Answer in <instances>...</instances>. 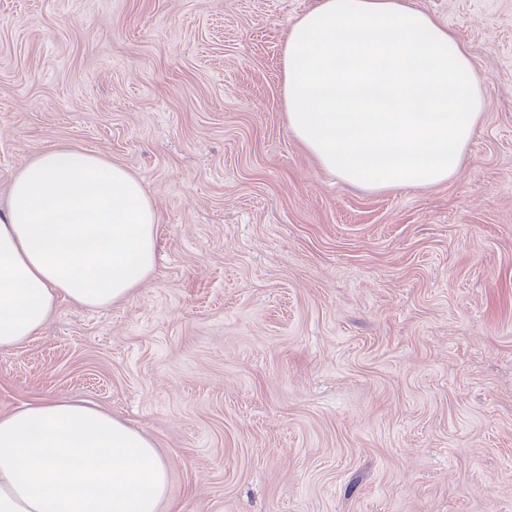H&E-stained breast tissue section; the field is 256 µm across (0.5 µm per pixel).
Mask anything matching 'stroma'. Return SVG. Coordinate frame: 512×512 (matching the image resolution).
Wrapping results in <instances>:
<instances>
[{
	"label": "stroma",
	"instance_id": "1",
	"mask_svg": "<svg viewBox=\"0 0 512 512\" xmlns=\"http://www.w3.org/2000/svg\"><path fill=\"white\" fill-rule=\"evenodd\" d=\"M317 0H0V208L36 152L141 180L153 271L0 349V414L82 401L146 435L160 512H512V0H412L478 72L460 173L374 191L288 128Z\"/></svg>",
	"mask_w": 512,
	"mask_h": 512
}]
</instances>
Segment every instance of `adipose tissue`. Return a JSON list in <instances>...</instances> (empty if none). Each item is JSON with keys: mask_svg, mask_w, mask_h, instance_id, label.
<instances>
[{"mask_svg": "<svg viewBox=\"0 0 512 512\" xmlns=\"http://www.w3.org/2000/svg\"><path fill=\"white\" fill-rule=\"evenodd\" d=\"M288 126L320 165L372 190L454 177L482 111L468 51L407 0H318L282 53ZM157 215L138 178L49 148L0 211V349L35 336L58 298L89 310L152 272ZM168 470L109 413L46 398L0 415V512H159Z\"/></svg>", "mask_w": 512, "mask_h": 512, "instance_id": "ef3b65f1", "label": "adipose tissue"}]
</instances>
